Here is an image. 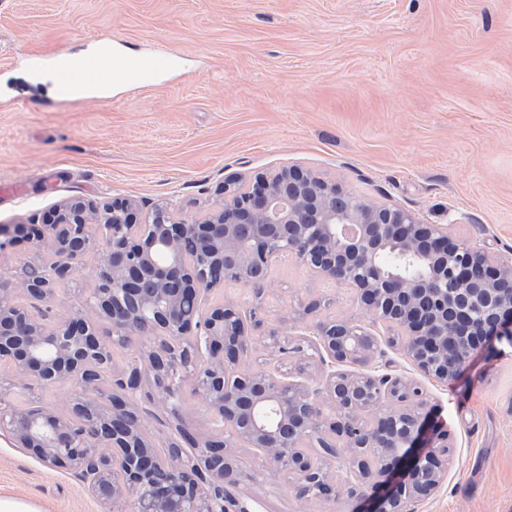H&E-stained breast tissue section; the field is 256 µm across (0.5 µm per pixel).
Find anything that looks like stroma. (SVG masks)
<instances>
[{
  "instance_id": "stroma-1",
  "label": "stroma",
  "mask_w": 512,
  "mask_h": 512,
  "mask_svg": "<svg viewBox=\"0 0 512 512\" xmlns=\"http://www.w3.org/2000/svg\"><path fill=\"white\" fill-rule=\"evenodd\" d=\"M99 37L146 55L172 43L184 73L139 92L56 105L34 51L79 53ZM46 100L19 112L18 98ZM299 166L377 205H398L502 256L512 255V0H0V181L24 185L0 202V224H39L70 198H132L205 215L229 179ZM238 303L258 318L249 368L280 366L270 335L308 333L348 319L383 342L389 372L419 378L448 425V482L420 512H512V351H479L455 382L418 377L355 291L275 259L262 292L230 283L206 305ZM320 302L305 314L304 307ZM72 392L15 386L0 368V398L64 406ZM259 512H349L345 499L297 501L261 468ZM0 494L37 512H105L74 470L49 467L0 435Z\"/></svg>"
}]
</instances>
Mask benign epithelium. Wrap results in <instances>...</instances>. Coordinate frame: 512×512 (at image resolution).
<instances>
[{"mask_svg": "<svg viewBox=\"0 0 512 512\" xmlns=\"http://www.w3.org/2000/svg\"><path fill=\"white\" fill-rule=\"evenodd\" d=\"M138 204L101 206L79 198L43 224H0V254L19 242L32 257L0 277V365L25 388L73 387L68 409L0 401V433L41 462L81 472L112 512H253L239 492L252 480L233 448L262 453L298 500L346 496L352 512H418L448 479V429L428 411L420 385L384 371L379 340L347 320L316 322L311 335L271 336L277 356L325 375L292 381L264 369H234L250 342L237 303L203 309L224 284L261 285L274 259L289 255L314 274L353 288L375 319L397 330L402 355L423 376L452 382L472 353L512 339V258L460 239L401 206H380L300 167L275 170L241 188L218 190L202 218L156 209L136 223ZM88 256L93 287L80 308L47 323L20 293L52 305ZM136 345L123 371L112 346ZM220 429L199 439L183 428L163 462L145 432L141 396L177 414L182 386ZM319 449L317 456L304 442ZM352 477L336 480L337 448ZM403 478L386 489L393 470Z\"/></svg>", "mask_w": 512, "mask_h": 512, "instance_id": "1", "label": "benign epithelium"}]
</instances>
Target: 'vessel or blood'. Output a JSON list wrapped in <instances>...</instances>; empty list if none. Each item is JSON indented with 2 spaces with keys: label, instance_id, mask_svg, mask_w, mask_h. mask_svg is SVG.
I'll list each match as a JSON object with an SVG mask.
<instances>
[{
  "label": "vessel or blood",
  "instance_id": "vessel-or-blood-1",
  "mask_svg": "<svg viewBox=\"0 0 512 512\" xmlns=\"http://www.w3.org/2000/svg\"><path fill=\"white\" fill-rule=\"evenodd\" d=\"M181 59V53L172 47L154 49L151 56L145 58L103 42L92 51L61 58L33 55L28 64L34 69H51L59 89L60 104L73 106L89 95L107 98L108 88L115 80L139 91L151 89L154 77L173 72Z\"/></svg>",
  "mask_w": 512,
  "mask_h": 512
}]
</instances>
